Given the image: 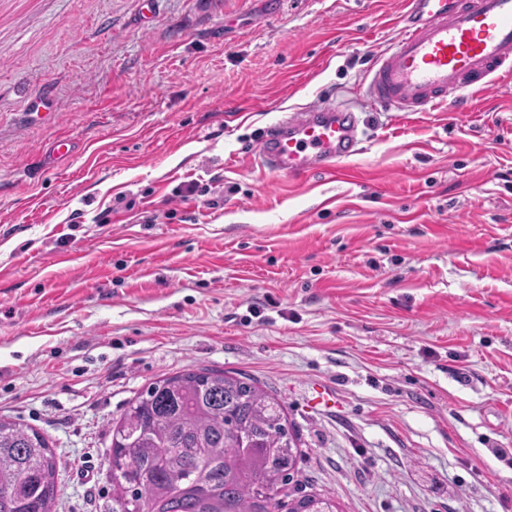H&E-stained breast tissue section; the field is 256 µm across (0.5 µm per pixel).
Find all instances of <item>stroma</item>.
I'll return each instance as SVG.
<instances>
[{"mask_svg":"<svg viewBox=\"0 0 512 512\" xmlns=\"http://www.w3.org/2000/svg\"><path fill=\"white\" fill-rule=\"evenodd\" d=\"M402 2L0 0V418L54 512H112L113 420L188 369L282 403L291 496L512 512V82L361 110L344 179L253 159L358 100Z\"/></svg>","mask_w":512,"mask_h":512,"instance_id":"obj_1","label":"stroma"}]
</instances>
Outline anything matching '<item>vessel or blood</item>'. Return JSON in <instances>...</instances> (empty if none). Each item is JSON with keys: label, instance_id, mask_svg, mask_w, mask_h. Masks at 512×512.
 <instances>
[{"label": "vessel or blood", "instance_id": "obj_1", "mask_svg": "<svg viewBox=\"0 0 512 512\" xmlns=\"http://www.w3.org/2000/svg\"><path fill=\"white\" fill-rule=\"evenodd\" d=\"M399 33L368 74L364 99L386 112L447 102L466 112L512 79V0H406ZM354 110L323 103L283 116L257 144L262 165L301 180L333 175L359 150Z\"/></svg>", "mask_w": 512, "mask_h": 512}]
</instances>
